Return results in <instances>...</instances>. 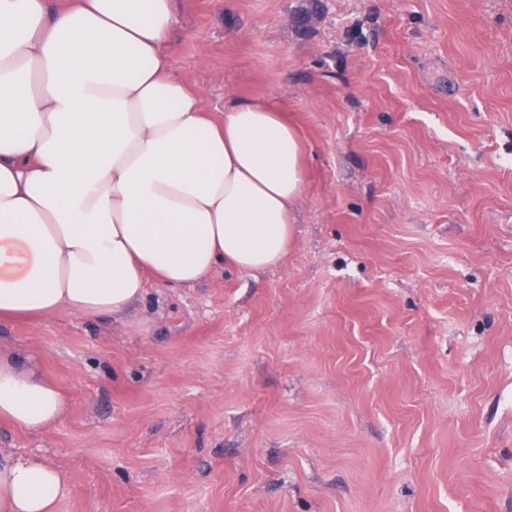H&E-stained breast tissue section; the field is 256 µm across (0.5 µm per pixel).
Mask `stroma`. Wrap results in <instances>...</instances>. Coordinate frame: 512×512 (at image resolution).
Here are the masks:
<instances>
[{"instance_id":"35a3bbf8","label":"stroma","mask_w":512,"mask_h":512,"mask_svg":"<svg viewBox=\"0 0 512 512\" xmlns=\"http://www.w3.org/2000/svg\"><path fill=\"white\" fill-rule=\"evenodd\" d=\"M173 74L285 112L284 261L0 323L65 412L57 512H512V0H178Z\"/></svg>"}]
</instances>
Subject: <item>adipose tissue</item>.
Segmentation results:
<instances>
[{"label": "adipose tissue", "instance_id": "ef3b65f1", "mask_svg": "<svg viewBox=\"0 0 512 512\" xmlns=\"http://www.w3.org/2000/svg\"><path fill=\"white\" fill-rule=\"evenodd\" d=\"M176 0H0V321L124 313L147 275L192 286L277 266L305 185L300 136L256 100L215 123L170 69ZM55 383L0 353V421L39 432ZM65 470L0 461V512H56Z\"/></svg>", "mask_w": 512, "mask_h": 512}]
</instances>
